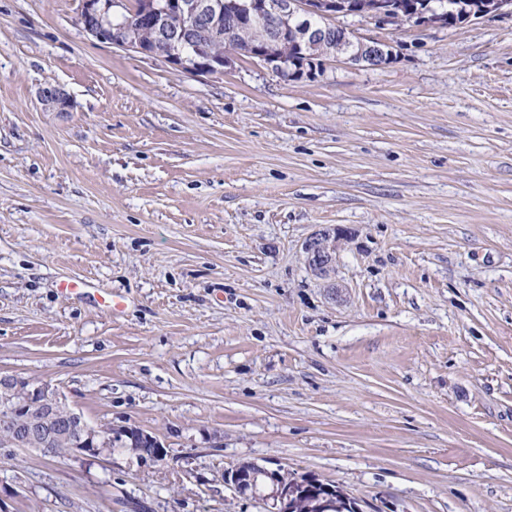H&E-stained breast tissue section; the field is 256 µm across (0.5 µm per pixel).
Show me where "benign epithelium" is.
Instances as JSON below:
<instances>
[{"instance_id": "7a95c632", "label": "benign epithelium", "mask_w": 512, "mask_h": 512, "mask_svg": "<svg viewBox=\"0 0 512 512\" xmlns=\"http://www.w3.org/2000/svg\"><path fill=\"white\" fill-rule=\"evenodd\" d=\"M248 19L243 29L244 44L251 56V62L273 74H280L283 60L279 47L293 41L298 48L328 46L333 54L341 56L346 37H331L321 27H314L309 18L316 15L335 17L341 15L346 5L340 0H81L78 20L82 30L92 38L111 45L129 49L135 53L160 58L176 72H188L199 76L224 74V68L241 57L243 50L226 47L221 55L214 54L205 46L208 36L224 23V6ZM123 12L132 10L139 16L137 26H112L114 9ZM512 13V0H485V5L471 14L469 19H485ZM363 14L383 25L399 26L412 22L419 26L441 25L445 15L429 9H411L400 14L389 11L378 4L365 3ZM359 55L365 64L380 67L393 58V44L382 39L360 37ZM190 44L195 54L188 56L182 48ZM297 71L293 79H313L317 68L313 57L306 52L299 53L295 61ZM44 108L50 112H68L73 107L66 91L56 84H46L38 91ZM345 234L334 228H323L304 244L309 269L318 277L327 278L333 271L336 252ZM24 413L26 418L13 425L14 446H24L39 439L45 445L41 452L51 455L54 449L49 444L59 436L73 439L70 452L79 455L104 454L105 448L91 443L95 432L86 426L80 413L66 400L48 387H35L27 391L20 405L0 413L7 420ZM282 468L267 467L258 473L251 464H241L224 476L236 491L245 494L257 492V475H263L269 482L270 490L261 494L268 512H296L302 487L295 483H284Z\"/></svg>"}]
</instances>
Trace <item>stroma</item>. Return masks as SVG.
I'll return each mask as SVG.
<instances>
[{
	"label": "stroma",
	"instance_id": "stroma-1",
	"mask_svg": "<svg viewBox=\"0 0 512 512\" xmlns=\"http://www.w3.org/2000/svg\"><path fill=\"white\" fill-rule=\"evenodd\" d=\"M79 5L0 0V375L166 455L0 448V512H265L244 462L362 512H512V15L342 17L393 62L294 81L173 72ZM41 104L49 112H69L72 100L66 91L56 84H46L38 91ZM345 234L335 228H323L304 244L309 269L318 277L327 278L333 271L336 252ZM257 475L258 472H256L252 465L245 463L228 472L224 479L230 482L239 493L245 494L250 492L254 495V493H257Z\"/></svg>",
	"mask_w": 512,
	"mask_h": 512
}]
</instances>
